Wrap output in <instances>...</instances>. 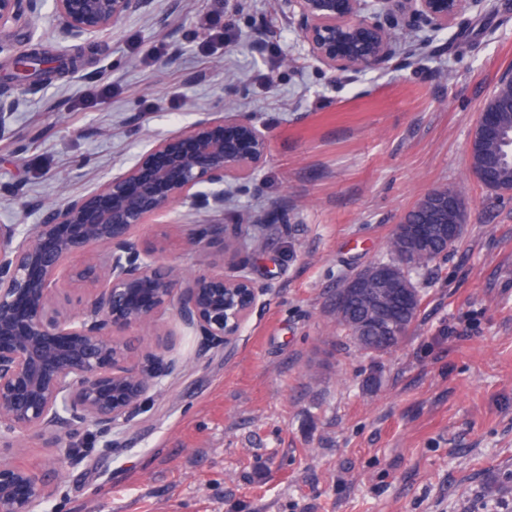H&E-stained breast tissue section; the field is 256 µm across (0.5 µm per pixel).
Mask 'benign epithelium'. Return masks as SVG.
Listing matches in <instances>:
<instances>
[{
  "instance_id": "7a95c632",
  "label": "benign epithelium",
  "mask_w": 512,
  "mask_h": 512,
  "mask_svg": "<svg viewBox=\"0 0 512 512\" xmlns=\"http://www.w3.org/2000/svg\"><path fill=\"white\" fill-rule=\"evenodd\" d=\"M297 20L310 56L339 73L367 72L393 55L391 30L397 26L450 28L482 0H283ZM143 0H55L66 33L90 40L109 34L136 12ZM24 0H0V26L17 23ZM38 68L31 80L57 76L58 60ZM475 127L484 142L502 140L500 113L483 106ZM270 141L237 115L198 122L189 131L162 139L97 190L69 197L45 210L42 223L17 238L16 228L0 225V512H42L58 492L57 480L24 468L7 454L26 439L40 438L63 448L71 467L83 463L63 439L88 426L101 437L129 423L148 393L174 370L164 349L144 350L132 333L152 329L175 335L179 325L203 337L207 346L234 341L255 310L260 288L245 273L178 275L163 260V247L148 245L140 230L151 216L177 203L194 202V189L222 185L252 174L267 158ZM426 224L401 222L397 236L425 247L435 226L453 248L464 234L468 207L446 188L425 194L413 207ZM238 225L204 224L197 243L229 237ZM103 259L85 258L95 247ZM380 280L382 308L416 315L417 295L379 265L360 271L339 291L340 315L350 319L361 289ZM67 281L85 285L78 312L56 300Z\"/></svg>"
}]
</instances>
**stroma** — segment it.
Wrapping results in <instances>:
<instances>
[{
    "mask_svg": "<svg viewBox=\"0 0 512 512\" xmlns=\"http://www.w3.org/2000/svg\"><path fill=\"white\" fill-rule=\"evenodd\" d=\"M41 43L77 70L0 92V225L101 186L151 145L230 113L270 139L224 184V206H177L144 227L178 272L245 268L260 303L228 346L180 335L177 370L104 439L21 442L58 467L45 512H512V194L479 182V109L512 78V0H483L442 32H394L379 70L313 60L282 0H145L99 42L64 38L54 0L0 27V66ZM468 206L460 244L411 272L417 318L385 356L336 324V295L389 260L425 193ZM203 224H259L234 252Z\"/></svg>",
    "mask_w": 512,
    "mask_h": 512,
    "instance_id": "1",
    "label": "stroma"
}]
</instances>
